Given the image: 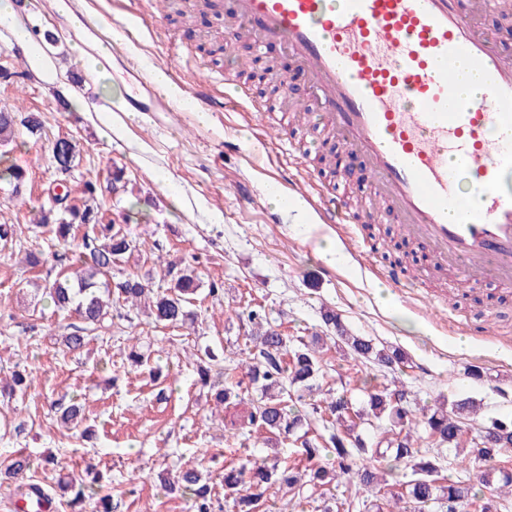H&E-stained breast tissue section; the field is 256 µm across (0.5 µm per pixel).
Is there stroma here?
Segmentation results:
<instances>
[{
    "instance_id": "35a3bbf8",
    "label": "stroma",
    "mask_w": 512,
    "mask_h": 512,
    "mask_svg": "<svg viewBox=\"0 0 512 512\" xmlns=\"http://www.w3.org/2000/svg\"><path fill=\"white\" fill-rule=\"evenodd\" d=\"M79 2L112 32L108 61H101V43L89 32L68 31L54 0H18L16 21L46 59L45 73L26 78L17 40L0 26V71L11 74L0 78V110L34 113L42 121L37 135L0 146V163L29 174L19 200L0 182V223L17 229L12 245L0 247V380L18 369L28 375L24 391L0 392V462L24 450L33 460L24 483L46 485L57 474L44 467V458L61 456L81 476L88 496L102 489L84 472L93 463L110 480L104 489L116 512H191L189 496L169 492L166 484L176 470L193 467L212 488L215 512H233L224 496L225 465L249 456L287 468L305 464L298 443L289 440L242 448L246 407L216 408L211 389L196 382V356L204 349L227 354L244 348L250 327L240 313L250 306L263 307L283 335L306 340L317 332L333 334L323 322L330 311L352 334L408 355V364L386 371L343 358L334 342H326L318 384L346 392L353 404L361 403L364 382L395 380L411 388L420 407L470 397L483 403L486 417H512V285L469 287L435 273L427 253L405 238L390 215L356 225L371 246L366 262L350 255L329 267L317 246L326 238L340 240L341 231L326 224L305 230L266 191L279 167L293 163L287 147L275 140L282 112L257 120L242 111L124 109L126 97L152 84L157 69L168 72L179 89L205 79L222 94L231 59L213 52L225 43L223 11L208 10L188 27L168 18L160 0ZM47 31L55 42H45ZM62 96L74 111H60ZM67 137L78 142L80 154L63 172L53 162L52 147ZM228 138L235 149L225 150ZM115 167L124 171L117 188L107 183ZM89 181L102 186L98 198L106 219L140 243L127 271L149 275L160 289L167 285L163 263L193 266L199 281L193 326L164 327L117 304L82 350H66L63 336L82 322L74 313L54 311L39 289L64 266L53 259L58 247L49 235L31 229L30 211L49 199L56 184H65L75 199ZM241 181L254 187L252 206L239 202L235 185ZM401 241L415 253L406 262L414 285L398 293L383 287L374 272L391 267ZM30 250L49 255V263L29 270L23 257ZM215 286L221 289L216 297L210 293ZM451 306L490 314V336L472 337L449 324ZM464 338L470 347L462 351L457 343ZM136 341L150 356L139 369L125 356ZM475 366L481 379L468 375ZM72 403L84 406L85 418L67 427L57 407ZM330 497L313 485L300 491L275 487L257 512H322Z\"/></svg>"
}]
</instances>
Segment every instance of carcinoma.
I'll list each match as a JSON object with an SVG mask.
<instances>
[{"mask_svg":"<svg viewBox=\"0 0 512 512\" xmlns=\"http://www.w3.org/2000/svg\"><path fill=\"white\" fill-rule=\"evenodd\" d=\"M41 129V120L34 113L22 115L8 110L0 111V145H8L26 131L30 135ZM57 167L66 171L76 158V143L72 139L57 140L52 149ZM27 179V171L10 164L0 168V180L13 185L15 198H20ZM68 192L57 195V203L41 205L33 210L32 224L46 229L52 239L63 246L65 259L78 266L74 277L55 278L43 286L54 307L63 312L71 308L80 315L86 329L103 327L108 315V302L104 296H116L117 302L139 307L142 299L152 296L151 310L154 321L179 326L186 323L194 295L199 287L195 271L169 262L164 266L163 278L168 286L155 290L149 280L135 272L126 274L113 285H106L101 278L112 273L126 255L137 250L138 242L122 227L102 222L97 187L85 183L84 201L62 209ZM84 229L76 237L75 229ZM256 335L249 336L243 349L244 358L237 364L224 366V387L214 393L216 405L248 403V414L243 440L262 434L288 439L302 438V454L312 461L328 458V465H317L307 473L292 469H279V464L266 459H253L240 465L224 467V491L233 495L235 512H255L266 500L268 491L275 485L293 489L303 478L319 486L344 488L342 499H334V506H325L324 512H354L360 507L358 496L371 493L379 499L399 486L402 493L394 498L392 509H398L401 499H407L413 512H427L437 507L440 512H493L495 485L512 487V472L496 467L497 456L512 449V420L492 419L481 427L475 447L466 449L463 461L481 465L479 488L460 482H438L441 456L429 449H421L414 429L421 426L441 448L460 450L466 427L479 407L470 398H463L447 407L439 403L427 409L410 406L411 390L401 384L369 385L365 387L366 406L353 407L343 393L316 400L312 392L316 381L323 375L324 365L318 344L322 337L315 335L311 343L294 344L272 326L262 307H249L242 311ZM324 323L333 325L347 355L355 361L373 362L388 369L405 363V356L397 350L379 349L364 336L348 332L333 313L324 315ZM216 355L206 349L197 358L200 381L210 379L212 362ZM243 378H236L237 372ZM258 391L257 400L250 398ZM387 427L375 441H370L359 431L362 426ZM324 424L329 436L313 433L312 426ZM411 469V478L404 480L401 464ZM29 455L17 451L5 469L10 479L30 470ZM201 476L194 469L179 472L169 483V489L179 488L192 495V512H212L210 489L200 484Z\"/></svg>","mask_w":512,"mask_h":512,"instance_id":"carcinoma-1","label":"carcinoma"}]
</instances>
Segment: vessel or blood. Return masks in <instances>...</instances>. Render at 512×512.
<instances>
[{
	"mask_svg": "<svg viewBox=\"0 0 512 512\" xmlns=\"http://www.w3.org/2000/svg\"><path fill=\"white\" fill-rule=\"evenodd\" d=\"M225 38L280 44L307 76L305 97L371 174L374 202L357 212L289 177L320 223H372L383 208L440 272L512 281V194L499 187L512 169V54L458 0H234ZM462 61L479 74L478 94L461 88ZM189 92L201 111L222 106L208 81ZM492 125L504 136L489 137ZM462 170L480 182V206L466 207Z\"/></svg>",
	"mask_w": 512,
	"mask_h": 512,
	"instance_id": "1",
	"label": "vessel or blood"
}]
</instances>
